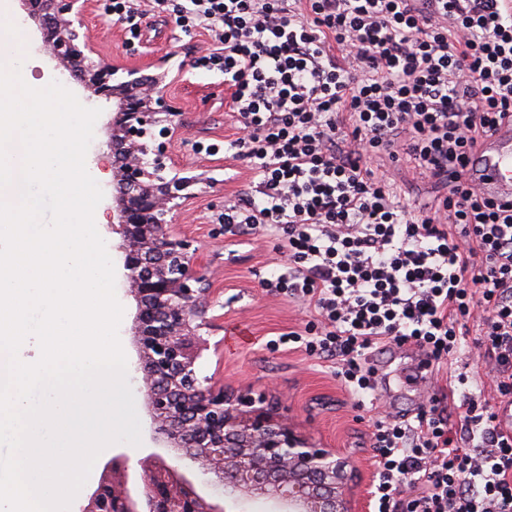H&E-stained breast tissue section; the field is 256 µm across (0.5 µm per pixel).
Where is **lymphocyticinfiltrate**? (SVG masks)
<instances>
[{"label":"lymphocytic infiltrate","mask_w":512,"mask_h":512,"mask_svg":"<svg viewBox=\"0 0 512 512\" xmlns=\"http://www.w3.org/2000/svg\"><path fill=\"white\" fill-rule=\"evenodd\" d=\"M205 32L196 66L218 72L242 134L198 152L245 162L248 192L226 228L280 236L268 294L312 308L269 340L332 361L354 397L375 399L378 350H415L465 389L373 424L372 512H512V210L463 171L512 120V13L504 0H150ZM406 156L443 193L411 206L377 174ZM479 335L470 338V325ZM482 350L491 394L470 395L456 353ZM459 425H452L451 415Z\"/></svg>","instance_id":"1"}]
</instances>
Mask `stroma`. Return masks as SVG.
I'll return each instance as SVG.
<instances>
[{"instance_id":"1","label":"stroma","mask_w":512,"mask_h":512,"mask_svg":"<svg viewBox=\"0 0 512 512\" xmlns=\"http://www.w3.org/2000/svg\"><path fill=\"white\" fill-rule=\"evenodd\" d=\"M107 0H94L90 30L97 35L105 56H129L145 52L172 55L181 76L172 91L184 112L189 127L185 140L177 142L172 153L175 161L189 173L204 175L195 188V197L178 230L192 240L201 259V271L210 281L214 312L222 326L224 345L219 351L204 354L201 371L230 392L250 390L265 393L277 403L307 438L344 449L354 478L351 494L370 491L375 480L371 464V433L374 414L361 406L341 385L332 362L318 360L300 351L285 348L270 351L267 343L279 334L303 327L314 316L312 309L285 298L262 293L259 280L269 268L283 262L273 237L256 232L250 235L226 232L216 219L225 206L247 191L252 174L241 162L225 159L223 154L197 153L199 141L223 143L234 138L239 117L230 112V90L219 73L197 69L202 50L208 49L206 36L197 31L176 28L172 18L148 9L141 20L139 38H131L122 23L106 9ZM384 167L400 184L407 203L420 206L432 202L437 188L408 159L385 162ZM86 168L101 187L104 197L97 210L103 224L97 230L105 241H113L111 200L113 163L89 147ZM116 296L124 307L119 337L127 356V373L135 390V404L141 422L142 445L154 444L150 419L135 367L138 354L133 341L137 312L135 299L124 282H117ZM245 339H238V332ZM418 358L413 352H376L373 362L382 377L378 391L381 401L393 412L413 414L422 401L425 388L413 381Z\"/></svg>"}]
</instances>
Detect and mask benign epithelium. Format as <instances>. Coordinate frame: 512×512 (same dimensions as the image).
<instances>
[{"mask_svg": "<svg viewBox=\"0 0 512 512\" xmlns=\"http://www.w3.org/2000/svg\"><path fill=\"white\" fill-rule=\"evenodd\" d=\"M43 54L86 98L112 102L105 141L115 159L112 248L137 302L140 389L165 451L125 450L98 465L78 512H355L343 451L299 434L262 394L230 395L202 375L203 352L218 330L197 249L173 231L199 177L170 154L183 135L171 96L170 57L132 61L99 53L90 0H23Z\"/></svg>", "mask_w": 512, "mask_h": 512, "instance_id": "obj_1", "label": "benign epithelium"}]
</instances>
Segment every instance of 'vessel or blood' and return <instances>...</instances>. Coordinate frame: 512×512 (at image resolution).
Masks as SVG:
<instances>
[{"instance_id": "b4317fda", "label": "vessel or blood", "mask_w": 512, "mask_h": 512, "mask_svg": "<svg viewBox=\"0 0 512 512\" xmlns=\"http://www.w3.org/2000/svg\"><path fill=\"white\" fill-rule=\"evenodd\" d=\"M465 177L496 204L512 207V125L498 126L488 135L466 166Z\"/></svg>"}]
</instances>
